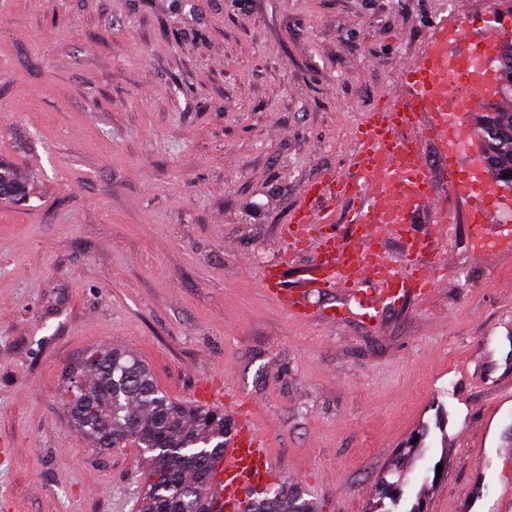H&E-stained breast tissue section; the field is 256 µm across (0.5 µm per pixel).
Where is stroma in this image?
I'll return each instance as SVG.
<instances>
[{
	"label": "stroma",
	"instance_id": "35a3bbf8",
	"mask_svg": "<svg viewBox=\"0 0 512 512\" xmlns=\"http://www.w3.org/2000/svg\"><path fill=\"white\" fill-rule=\"evenodd\" d=\"M512 15V0H0V164L32 188L0 203V512H138L139 448L72 426L64 376L88 350L138 353L169 397L224 381L282 477L323 512H366L398 448L408 512H498L512 484V250L474 251L468 203L435 145L447 233L426 299L379 322L325 317L315 244L349 236L348 200L311 241L283 229L306 186L343 175L357 125L397 102L434 17ZM287 263L310 319L267 295Z\"/></svg>",
	"mask_w": 512,
	"mask_h": 512
}]
</instances>
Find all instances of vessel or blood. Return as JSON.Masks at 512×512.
<instances>
[{"label":"vessel or blood","instance_id":"b4317fda","mask_svg":"<svg viewBox=\"0 0 512 512\" xmlns=\"http://www.w3.org/2000/svg\"><path fill=\"white\" fill-rule=\"evenodd\" d=\"M512 24V18L488 13L481 22L483 33L470 41L472 51L486 54L496 45L498 29ZM465 23L449 25L447 17L435 19L430 27L424 55L403 63L398 80L406 90L403 101L378 107L365 113L349 154L347 176L324 179L309 190L311 198L327 195L345 197L352 203L348 222L353 226L351 238L326 239V250L334 256L333 265L322 270V283L336 288L345 297L332 311L336 320L355 318L377 321L382 306H397L408 295L425 297L432 278L417 262L422 244L409 238L415 214L431 201L433 168L419 150L420 138L432 140L448 156V175L456 183L467 184L469 175L458 164L459 156L448 151V129L456 116L444 111L439 95L449 84L463 90L462 108L474 110L489 94L479 83L465 76L448 75V38L462 36ZM468 218L478 234L477 248H491V241L481 232L490 221V210L480 189H472ZM332 214L302 204L290 218L287 236H306L312 226L328 224ZM403 240L401 258L396 268L370 260L380 240ZM264 288L272 290L281 305L291 314L302 315L298 299L282 286L280 275L261 274ZM279 469L266 450V443L253 422H245L224 446L219 489L225 512H240L246 489L273 484Z\"/></svg>","mask_w":512,"mask_h":512}]
</instances>
